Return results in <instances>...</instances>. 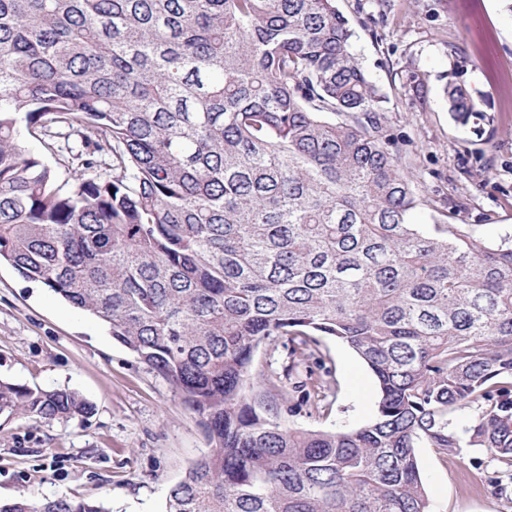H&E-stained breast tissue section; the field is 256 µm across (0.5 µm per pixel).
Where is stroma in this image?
I'll use <instances>...</instances> for the list:
<instances>
[{
	"instance_id": "35a3bbf8",
	"label": "stroma",
	"mask_w": 512,
	"mask_h": 512,
	"mask_svg": "<svg viewBox=\"0 0 512 512\" xmlns=\"http://www.w3.org/2000/svg\"><path fill=\"white\" fill-rule=\"evenodd\" d=\"M352 46L386 97V125L426 201L411 220L446 215L490 244H512V14L500 0H336ZM464 85L477 112L456 119L443 88ZM289 371L284 338L263 345L255 372L291 388L312 377L322 401L287 424L357 429L374 416L375 379L343 343ZM0 379L67 388L93 406L65 421L0 414V501L91 498L109 512H164L169 488L209 450L198 416L95 318L0 266ZM432 512H512V482L484 448L416 451Z\"/></svg>"
}]
</instances>
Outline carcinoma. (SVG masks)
Instances as JSON below:
<instances>
[{
	"instance_id": "obj_1",
	"label": "carcinoma",
	"mask_w": 512,
	"mask_h": 512,
	"mask_svg": "<svg viewBox=\"0 0 512 512\" xmlns=\"http://www.w3.org/2000/svg\"><path fill=\"white\" fill-rule=\"evenodd\" d=\"M335 0H0V265L99 319L212 444L164 512H431L415 454L461 447L512 473V244L424 205ZM448 111L475 112L468 89ZM40 143L69 172L57 181ZM320 339L372 370L354 430L285 423L258 350ZM68 389L0 381V413H87ZM0 512H106L20 496Z\"/></svg>"
}]
</instances>
